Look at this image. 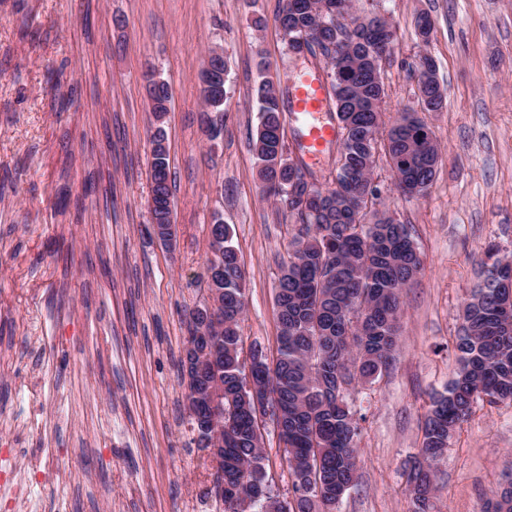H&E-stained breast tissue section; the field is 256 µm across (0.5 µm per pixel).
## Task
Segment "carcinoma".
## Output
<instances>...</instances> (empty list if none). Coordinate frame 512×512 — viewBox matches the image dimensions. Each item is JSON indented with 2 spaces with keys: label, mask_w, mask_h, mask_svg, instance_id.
Instances as JSON below:
<instances>
[{
  "label": "carcinoma",
  "mask_w": 512,
  "mask_h": 512,
  "mask_svg": "<svg viewBox=\"0 0 512 512\" xmlns=\"http://www.w3.org/2000/svg\"><path fill=\"white\" fill-rule=\"evenodd\" d=\"M352 0H285L276 16L288 51L300 55L321 49L328 67L329 99L341 129L336 140V175L331 184L306 194L303 171L285 142L270 137L281 123L283 101L272 79L254 89L260 123L252 139L259 177L269 199L283 203L296 218L288 260L280 265L276 306L277 357L260 346L250 354L255 384L247 387L240 358V322L246 310V283L229 226L212 242L221 253L222 272L206 288L220 293L224 328L210 336L219 354L200 382L224 388L223 512H334L345 493L357 486L359 419L347 401L349 386L389 370L401 333L405 288L422 270L409 225L381 207L373 186L379 156H384L403 193L422 195L432 184L441 150L435 135L420 143L425 126L403 112L382 131L385 97L382 62L394 51L396 28L377 12L348 16ZM427 13L416 19L420 43L430 42ZM152 110L166 112L168 83L150 82ZM418 102L439 112L445 89L433 60L421 57ZM405 160V166L398 164ZM169 158L152 156L154 214H169ZM492 246L481 260L485 277L464 306L456 337L458 368L446 391L433 398L425 417L421 448L408 474L412 512H431L436 490L435 464L448 448L454 427L478 401H512V302L496 285L512 280V263ZM277 404L278 428L288 467V503L273 498L265 468L262 436L255 431V402Z\"/></svg>",
  "instance_id": "cac0c4a2"
}]
</instances>
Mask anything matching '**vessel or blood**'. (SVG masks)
Instances as JSON below:
<instances>
[{
  "instance_id": "1",
  "label": "vessel or blood",
  "mask_w": 512,
  "mask_h": 512,
  "mask_svg": "<svg viewBox=\"0 0 512 512\" xmlns=\"http://www.w3.org/2000/svg\"><path fill=\"white\" fill-rule=\"evenodd\" d=\"M326 109L323 81L320 77L304 74L295 81L291 112L301 119V140L310 154H320L323 146L336 134L334 126L320 120V112Z\"/></svg>"
}]
</instances>
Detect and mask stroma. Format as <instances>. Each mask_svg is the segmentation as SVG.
I'll use <instances>...</instances> for the list:
<instances>
[{
    "instance_id": "1",
    "label": "stroma",
    "mask_w": 512,
    "mask_h": 512,
    "mask_svg": "<svg viewBox=\"0 0 512 512\" xmlns=\"http://www.w3.org/2000/svg\"><path fill=\"white\" fill-rule=\"evenodd\" d=\"M284 0H0V512H213L210 470L185 414L187 314L205 297L221 215L246 280L243 352L277 355L283 205L251 149L254 89L288 92L324 58L290 54ZM391 16L385 121L418 110L421 56L447 99L423 118L441 157L422 196L379 162L386 208L423 269L404 295L387 374L356 384L360 479L336 512H411L408 463L433 394L456 368L463 307L488 245L512 251V0H355ZM434 33L421 46L415 19ZM263 18L255 27V18ZM226 62L224 136L210 141L197 78ZM169 83L164 124L176 237L153 233L148 75ZM433 512H482L512 472V402L474 405L436 465Z\"/></svg>"
}]
</instances>
